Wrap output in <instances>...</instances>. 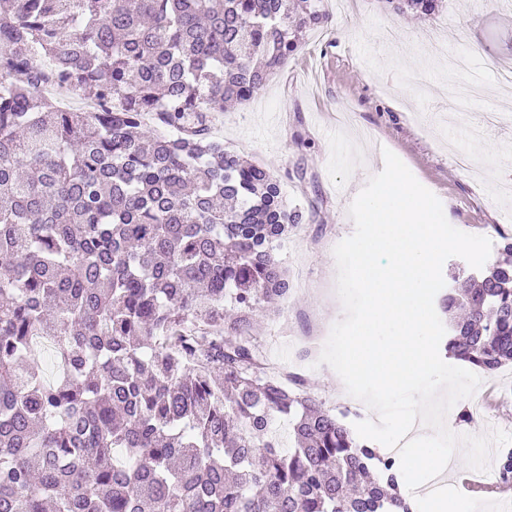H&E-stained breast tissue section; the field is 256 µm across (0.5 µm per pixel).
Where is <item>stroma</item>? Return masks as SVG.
Wrapping results in <instances>:
<instances>
[{"label":"stroma","instance_id":"35a3bbf8","mask_svg":"<svg viewBox=\"0 0 512 512\" xmlns=\"http://www.w3.org/2000/svg\"><path fill=\"white\" fill-rule=\"evenodd\" d=\"M322 23L309 29L287 64L250 101L214 113L226 147L270 169L289 206L307 209L277 257L309 290L266 310L257 336L273 363L297 364L278 338L289 312L321 315L337 296L333 249L350 236L348 209L392 151L434 193L457 229L499 243L512 235V90L498 65H512V5L507 0H442L428 16L397 15L390 0H317ZM468 154L467 172L455 163ZM308 389L347 425L331 367L303 372ZM478 395L496 388L485 416L448 414L459 435L512 433V365L482 375Z\"/></svg>","mask_w":512,"mask_h":512}]
</instances>
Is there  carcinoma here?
<instances>
[{"instance_id":"obj_1","label":"carcinoma","mask_w":512,"mask_h":512,"mask_svg":"<svg viewBox=\"0 0 512 512\" xmlns=\"http://www.w3.org/2000/svg\"><path fill=\"white\" fill-rule=\"evenodd\" d=\"M320 20L291 0H0V512H417L397 459L265 370L256 316L302 213L211 133ZM503 255L512 236L441 300L446 348L488 374L512 363ZM498 470L512 483L511 450Z\"/></svg>"}]
</instances>
